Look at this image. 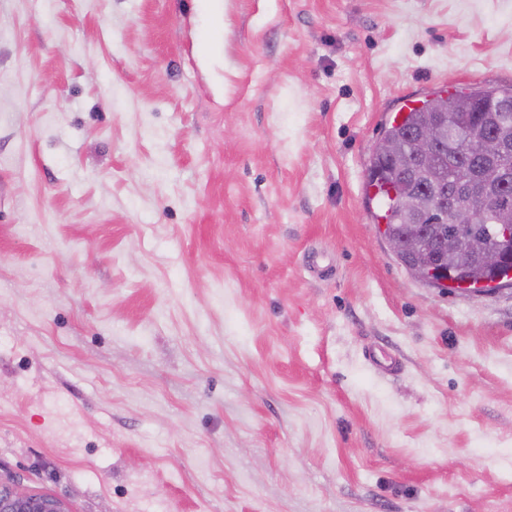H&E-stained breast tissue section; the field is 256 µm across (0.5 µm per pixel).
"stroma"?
I'll list each match as a JSON object with an SVG mask.
<instances>
[{"label": "stroma", "mask_w": 512, "mask_h": 512, "mask_svg": "<svg viewBox=\"0 0 512 512\" xmlns=\"http://www.w3.org/2000/svg\"><path fill=\"white\" fill-rule=\"evenodd\" d=\"M496 85L512 0H0V477L512 512V289L414 279L366 194L402 106Z\"/></svg>", "instance_id": "35a3bbf8"}]
</instances>
